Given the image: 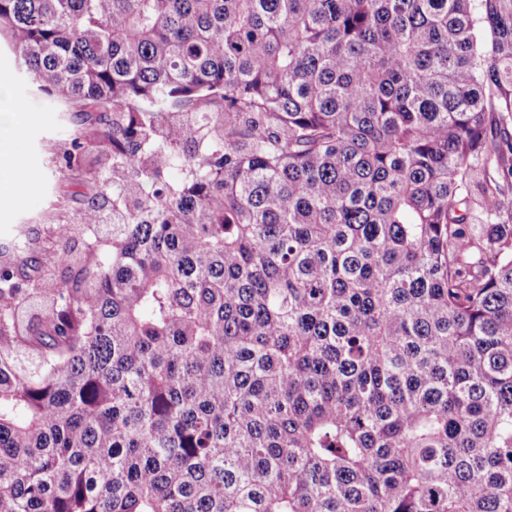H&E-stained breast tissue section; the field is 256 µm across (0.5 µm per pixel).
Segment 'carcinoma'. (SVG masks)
<instances>
[{"label":"carcinoma","mask_w":512,"mask_h":512,"mask_svg":"<svg viewBox=\"0 0 512 512\" xmlns=\"http://www.w3.org/2000/svg\"><path fill=\"white\" fill-rule=\"evenodd\" d=\"M0 38L80 119L69 277L0 244V512H512V0H0Z\"/></svg>","instance_id":"obj_1"}]
</instances>
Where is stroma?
<instances>
[{
    "label": "stroma",
    "mask_w": 512,
    "mask_h": 512,
    "mask_svg": "<svg viewBox=\"0 0 512 512\" xmlns=\"http://www.w3.org/2000/svg\"><path fill=\"white\" fill-rule=\"evenodd\" d=\"M0 81L6 82L11 100L29 120L19 145V167L30 187H17L0 201V240L13 238L22 226L40 228L56 206V189L50 172L51 160L74 127L72 113L47 102L19 67L8 46H0Z\"/></svg>",
    "instance_id": "1"
}]
</instances>
